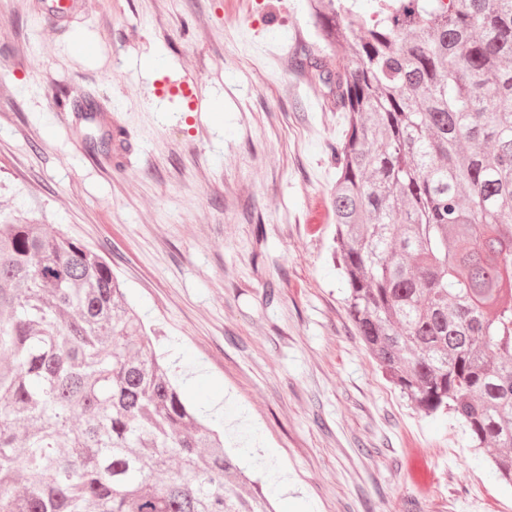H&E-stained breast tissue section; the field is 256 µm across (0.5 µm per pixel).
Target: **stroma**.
Returning a JSON list of instances; mask_svg holds the SVG:
<instances>
[{
    "instance_id": "1",
    "label": "stroma",
    "mask_w": 512,
    "mask_h": 512,
    "mask_svg": "<svg viewBox=\"0 0 512 512\" xmlns=\"http://www.w3.org/2000/svg\"><path fill=\"white\" fill-rule=\"evenodd\" d=\"M249 2L87 0L60 21L0 0V212L111 266L276 512H512L486 454L349 320L327 208L344 115L293 60L325 48L306 0ZM184 76L208 111L160 96ZM79 92L103 119L57 110ZM102 129L109 156L88 146Z\"/></svg>"
}]
</instances>
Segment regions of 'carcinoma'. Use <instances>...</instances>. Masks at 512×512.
<instances>
[{
	"instance_id": "cac0c4a2",
	"label": "carcinoma",
	"mask_w": 512,
	"mask_h": 512,
	"mask_svg": "<svg viewBox=\"0 0 512 512\" xmlns=\"http://www.w3.org/2000/svg\"><path fill=\"white\" fill-rule=\"evenodd\" d=\"M366 2L310 0L331 55L295 58L346 114V310L512 487V0ZM159 342L98 254L0 218V512H273Z\"/></svg>"
}]
</instances>
